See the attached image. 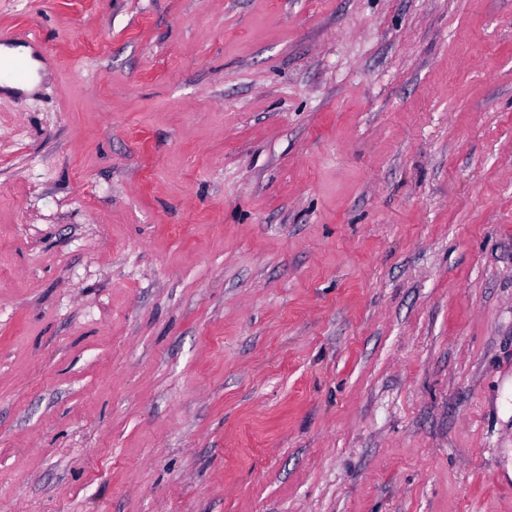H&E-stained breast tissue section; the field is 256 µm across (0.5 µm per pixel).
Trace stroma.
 I'll use <instances>...</instances> for the list:
<instances>
[{"instance_id":"35a3bbf8","label":"stroma","mask_w":512,"mask_h":512,"mask_svg":"<svg viewBox=\"0 0 512 512\" xmlns=\"http://www.w3.org/2000/svg\"><path fill=\"white\" fill-rule=\"evenodd\" d=\"M0 30V512H512V0ZM28 73V62L23 57H15L7 65H2L0 61V82L6 78L16 84H24L28 80Z\"/></svg>"}]
</instances>
